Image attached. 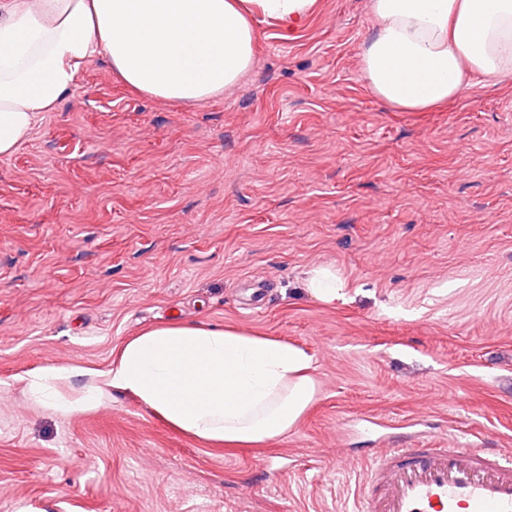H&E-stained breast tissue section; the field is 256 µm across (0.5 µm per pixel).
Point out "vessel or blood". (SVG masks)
<instances>
[{"instance_id":"1","label":"vessel or blood","mask_w":512,"mask_h":512,"mask_svg":"<svg viewBox=\"0 0 512 512\" xmlns=\"http://www.w3.org/2000/svg\"><path fill=\"white\" fill-rule=\"evenodd\" d=\"M361 512H512V449L407 434L372 464Z\"/></svg>"}]
</instances>
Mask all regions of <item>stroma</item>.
I'll list each match as a JSON object with an SVG mask.
<instances>
[{"label": "stroma", "instance_id": "35a3bbf8", "mask_svg": "<svg viewBox=\"0 0 512 512\" xmlns=\"http://www.w3.org/2000/svg\"><path fill=\"white\" fill-rule=\"evenodd\" d=\"M369 4L317 0L290 33L255 16L252 68L197 105L96 59L0 157V512H359L393 427L512 448V77L393 108L360 73ZM319 264L335 304L305 286ZM168 321L303 348L297 429L213 446L127 395L62 414L11 382L107 368ZM305 286L320 302L332 304L341 296L344 281L336 275L335 268L315 265L307 273Z\"/></svg>", "mask_w": 512, "mask_h": 512}]
</instances>
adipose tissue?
Segmentation results:
<instances>
[{"instance_id":"ef3b65f1","label":"adipose tissue","mask_w":512,"mask_h":512,"mask_svg":"<svg viewBox=\"0 0 512 512\" xmlns=\"http://www.w3.org/2000/svg\"><path fill=\"white\" fill-rule=\"evenodd\" d=\"M316 0H0V156L17 151L92 59L129 90L199 103L251 68L253 14L284 31ZM361 48L370 90L403 111L460 98L473 78L512 75V0H372ZM87 379L74 388L77 376ZM43 408L89 411L134 396L159 419L212 445L266 444L293 433L319 393L302 348L206 322L139 331L106 370L60 365L15 375Z\"/></svg>"}]
</instances>
